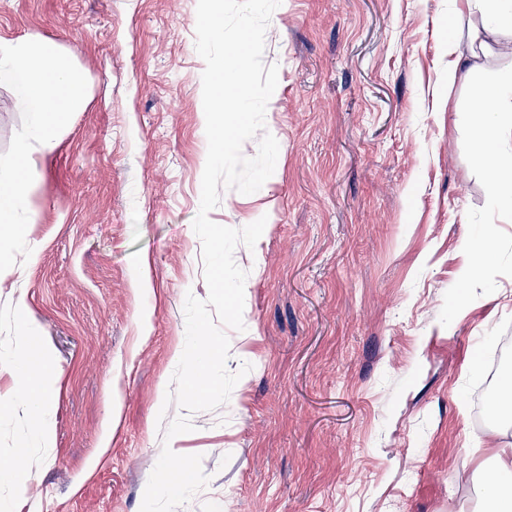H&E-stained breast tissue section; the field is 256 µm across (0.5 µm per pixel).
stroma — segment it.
<instances>
[{
  "label": "stroma",
  "instance_id": "stroma-1",
  "mask_svg": "<svg viewBox=\"0 0 512 512\" xmlns=\"http://www.w3.org/2000/svg\"><path fill=\"white\" fill-rule=\"evenodd\" d=\"M197 0H0V40L55 43L85 73L84 107L34 172L32 253L0 283V357L20 350L24 301L55 375L50 447L30 409L0 410V503L16 512H140L162 450L159 384L203 299L193 230L207 139ZM453 0H282L279 154L254 194L211 219H265L245 329L228 330L246 397L178 435L209 481L175 512H458L492 423L479 347L512 337V277L450 326L467 212L486 192L463 152L464 85L448 83Z\"/></svg>",
  "mask_w": 512,
  "mask_h": 512
}]
</instances>
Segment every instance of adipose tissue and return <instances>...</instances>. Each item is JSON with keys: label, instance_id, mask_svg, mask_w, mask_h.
<instances>
[{"label": "adipose tissue", "instance_id": "obj_1", "mask_svg": "<svg viewBox=\"0 0 512 512\" xmlns=\"http://www.w3.org/2000/svg\"><path fill=\"white\" fill-rule=\"evenodd\" d=\"M457 17L467 19L466 43L448 42L449 84L468 81L475 73L490 68L498 59H512V0H454ZM17 381L0 409L21 403L48 414L52 399V367L47 350L36 344L9 357L0 366ZM494 477L482 489V498L500 503L512 499V444L494 448L490 457Z\"/></svg>", "mask_w": 512, "mask_h": 512}]
</instances>
